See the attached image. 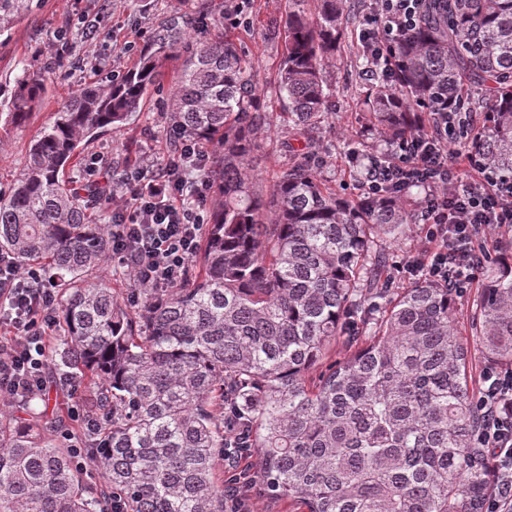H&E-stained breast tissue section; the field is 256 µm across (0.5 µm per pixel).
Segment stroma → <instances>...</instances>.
Returning <instances> with one entry per match:
<instances>
[{
  "label": "stroma",
  "mask_w": 512,
  "mask_h": 512,
  "mask_svg": "<svg viewBox=\"0 0 512 512\" xmlns=\"http://www.w3.org/2000/svg\"><path fill=\"white\" fill-rule=\"evenodd\" d=\"M235 5L237 10L232 13L225 0H43L40 10L24 16L8 39L0 42L1 85H12L15 77L29 68L42 72L48 86L46 97L25 125L0 129V187H7L22 173L30 142L53 123L57 111L80 84L93 79L88 58L124 73L150 44L159 18L189 12L221 22L253 64L254 80L263 98L262 130L250 156L257 191L269 194L279 166L303 148L315 175L337 192L361 195L365 180L359 143L362 100L370 82L359 41L364 14L355 13L346 20L340 46L325 71L330 90L327 122L303 144L297 141L277 102V69L288 0H235ZM88 17L100 20L97 34L89 42L82 35V22ZM60 31L65 32V40H56ZM181 69V60L164 61L160 90L133 124L120 132L104 133L83 152L73 171L77 180L101 182L110 175L124 176L129 169L125 157L130 152L154 167L163 166L171 146L167 106ZM97 155L107 156L111 168L93 167ZM424 236V225L416 224L403 240L380 241L391 267L386 298L409 286L404 267L417 255Z\"/></svg>",
  "instance_id": "obj_1"
}]
</instances>
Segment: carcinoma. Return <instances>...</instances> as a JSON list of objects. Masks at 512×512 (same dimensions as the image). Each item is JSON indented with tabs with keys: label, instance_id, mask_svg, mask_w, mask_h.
Segmentation results:
<instances>
[{
	"label": "carcinoma",
	"instance_id": "obj_1",
	"mask_svg": "<svg viewBox=\"0 0 512 512\" xmlns=\"http://www.w3.org/2000/svg\"><path fill=\"white\" fill-rule=\"evenodd\" d=\"M288 0L277 84L288 121L306 138L325 121L326 64L342 38L347 0L317 13ZM41 0H0V36ZM194 14L167 17L119 80L85 83L31 143L25 168L0 189V252L43 269L59 299L55 355L84 374L82 408L100 421L86 451L116 494L112 512H224V435L259 451L268 493L301 512H484L485 453L473 351L512 366V264L491 271L461 337L457 296L429 279L386 306L388 267L376 241L416 223L406 192L357 200L326 187L299 159L259 196L246 159L261 128L252 64L228 35L204 41ZM183 58L171 129L207 149L214 187L208 225L182 284L135 288L136 303L97 277L112 225L94 213L118 182L69 177L76 159L121 131ZM485 88L465 107L494 117L475 152L512 175V0H426L417 26L391 44L364 104L385 141L417 132L422 113ZM46 94L23 71L0 99L20 127ZM341 359L307 372L338 342ZM0 419V512H98L86 497L50 397Z\"/></svg>",
	"mask_w": 512,
	"mask_h": 512
}]
</instances>
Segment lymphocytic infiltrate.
<instances>
[{"mask_svg": "<svg viewBox=\"0 0 512 512\" xmlns=\"http://www.w3.org/2000/svg\"><path fill=\"white\" fill-rule=\"evenodd\" d=\"M421 0H379L361 35L367 62L377 67L383 47L416 25ZM479 129L475 113L455 102L425 113L416 136L392 144L386 165L368 175L363 187L381 196L391 176L426 192L421 218L424 247L407 267L412 276L443 282L463 293L499 242L512 231V177L501 175L459 141ZM206 152L196 141H181L160 172L138 170L129 191L113 198L112 260L131 271L143 288H172L185 276L204 233L199 205L210 184L202 174ZM58 324L57 299L38 270L20 272L16 260L0 257V398L19 400L46 388L45 366ZM479 399L482 421L476 447L486 452L485 512H512V368L483 372ZM246 449L224 448L225 512H252L255 482H242L239 463Z\"/></svg>", "mask_w": 512, "mask_h": 512, "instance_id": "obj_1", "label": "lymphocytic infiltrate"}]
</instances>
